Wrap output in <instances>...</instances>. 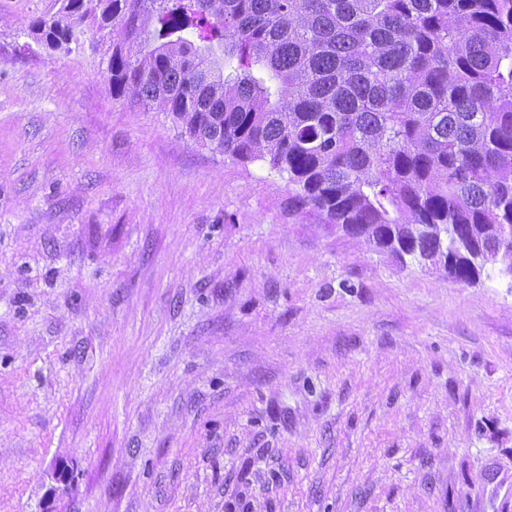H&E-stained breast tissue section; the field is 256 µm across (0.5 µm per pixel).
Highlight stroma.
<instances>
[{"instance_id": "stroma-1", "label": "stroma", "mask_w": 512, "mask_h": 512, "mask_svg": "<svg viewBox=\"0 0 512 512\" xmlns=\"http://www.w3.org/2000/svg\"><path fill=\"white\" fill-rule=\"evenodd\" d=\"M0 0V512H512V280L29 52Z\"/></svg>"}]
</instances>
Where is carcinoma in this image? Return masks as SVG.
<instances>
[{
	"mask_svg": "<svg viewBox=\"0 0 512 512\" xmlns=\"http://www.w3.org/2000/svg\"><path fill=\"white\" fill-rule=\"evenodd\" d=\"M91 29L112 96L343 231L463 283L512 269V0H61L29 36Z\"/></svg>",
	"mask_w": 512,
	"mask_h": 512,
	"instance_id": "cac0c4a2",
	"label": "carcinoma"
}]
</instances>
